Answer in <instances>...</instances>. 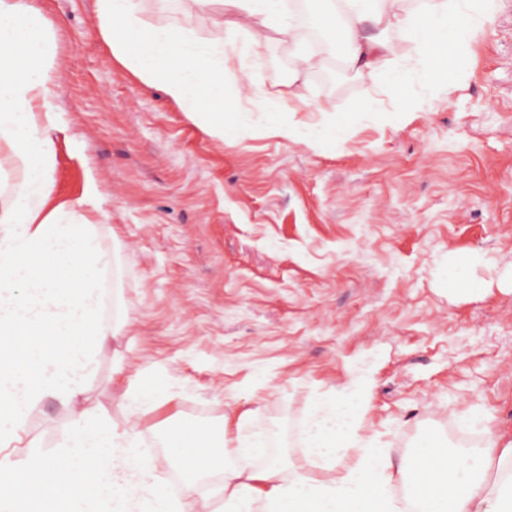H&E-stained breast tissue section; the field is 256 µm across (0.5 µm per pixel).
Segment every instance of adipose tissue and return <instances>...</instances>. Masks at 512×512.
I'll list each match as a JSON object with an SVG mask.
<instances>
[{
  "mask_svg": "<svg viewBox=\"0 0 512 512\" xmlns=\"http://www.w3.org/2000/svg\"><path fill=\"white\" fill-rule=\"evenodd\" d=\"M400 2L322 0L309 23L339 29L343 63L360 74L385 67L388 34L403 30L416 44L412 77L431 85L456 68L495 6L433 0L406 13ZM286 7V0H95L99 35L113 58L218 139L248 101L250 44L271 31L295 41L294 27L281 22ZM178 9L201 22L217 13L224 19L205 35L171 20ZM57 40L36 0H0V175L22 174L0 202V450L18 447L44 401L69 413L53 455L0 457V512H183L197 477L215 470L223 473L222 512H512V440L489 437L483 447L453 450L430 433L407 462L394 464L387 449L360 434L365 391L358 386L315 401L301 426L297 463L269 459L267 435L246 412L237 418L229 464L210 435L197 433L189 455L183 430L167 431V461L184 476L178 498L135 427L170 400L169 391L130 378V425L122 429L101 404L82 402L99 349L116 334L102 317L101 277L112 253L74 206L49 204L54 135L62 129L54 107ZM295 57L287 93L266 96L262 107L271 130L288 139L297 128L281 116L309 107L304 77L319 64L300 50Z\"/></svg>",
  "mask_w": 512,
  "mask_h": 512,
  "instance_id": "obj_1",
  "label": "adipose tissue"
}]
</instances>
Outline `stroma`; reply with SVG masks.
Instances as JSON below:
<instances>
[{"label":"stroma","mask_w":512,"mask_h":512,"mask_svg":"<svg viewBox=\"0 0 512 512\" xmlns=\"http://www.w3.org/2000/svg\"><path fill=\"white\" fill-rule=\"evenodd\" d=\"M38 3L57 29L65 125L51 202H77L91 177L109 192L85 215L114 256L104 315L119 333L88 395L115 426L139 374L172 394L139 421L152 446L190 423L235 448L248 411L296 457L312 402L363 379L362 431L393 461L430 431L458 448L474 412L478 433L512 440V0L454 79L407 85V112L385 72L332 53V83L316 69L307 82L337 128L308 143L255 114L211 137L113 59L95 0ZM250 61L264 90H287L288 44L269 37ZM367 91L374 109L357 111ZM452 258L467 282H449ZM68 425L48 401L24 438L47 452Z\"/></svg>","instance_id":"35a3bbf8"}]
</instances>
